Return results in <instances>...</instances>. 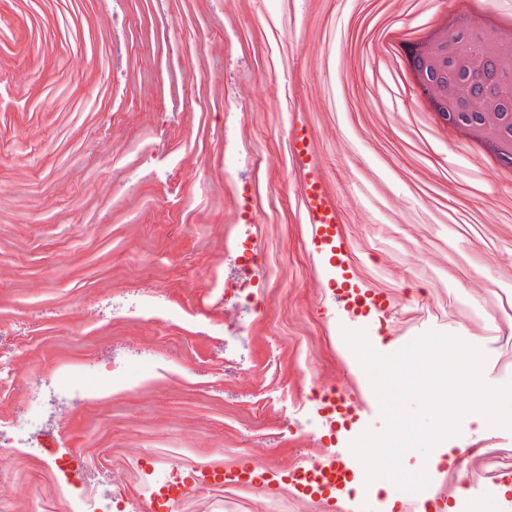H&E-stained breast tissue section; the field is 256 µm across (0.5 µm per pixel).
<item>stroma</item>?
<instances>
[{"label":"stroma","instance_id":"35a3bbf8","mask_svg":"<svg viewBox=\"0 0 512 512\" xmlns=\"http://www.w3.org/2000/svg\"><path fill=\"white\" fill-rule=\"evenodd\" d=\"M433 0H82L88 65L0 52V419L45 427L52 448L110 460L158 445L241 455L273 470L320 449L296 430L310 389L375 394L345 340L379 353L435 332L482 350L486 385L512 382V185L467 137L448 141L405 81L391 28ZM311 135L312 175L336 208L359 281L402 300L387 323L350 318L309 242L289 132ZM251 204L273 270L231 304L229 259ZM154 297L160 317L142 309ZM27 404L43 422L20 416ZM512 456V428L464 416L434 454ZM466 512L512 499L449 474Z\"/></svg>","mask_w":512,"mask_h":512}]
</instances>
